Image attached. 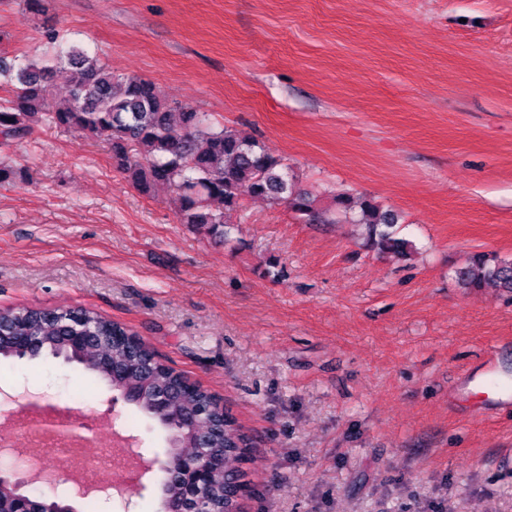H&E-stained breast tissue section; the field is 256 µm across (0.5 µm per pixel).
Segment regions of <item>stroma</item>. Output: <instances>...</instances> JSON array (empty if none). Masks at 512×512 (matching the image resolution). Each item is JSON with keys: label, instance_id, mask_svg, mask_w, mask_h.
<instances>
[{"label": "stroma", "instance_id": "1", "mask_svg": "<svg viewBox=\"0 0 512 512\" xmlns=\"http://www.w3.org/2000/svg\"><path fill=\"white\" fill-rule=\"evenodd\" d=\"M53 27L174 106L286 159L321 206L342 192L401 217L405 259L358 224H306L242 192L230 241L139 192L110 146L47 123L0 160V307L89 308L220 398L249 435L246 512H512V296L465 295L475 251L512 257V0H0L24 58ZM274 260L278 275L267 272ZM0 382L80 406L145 457L165 431L62 360Z\"/></svg>", "mask_w": 512, "mask_h": 512}]
</instances>
